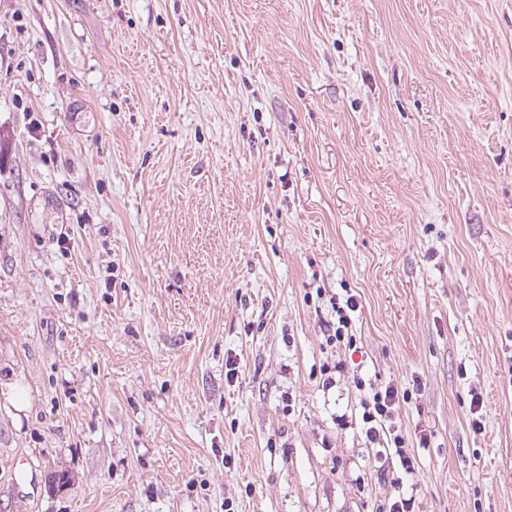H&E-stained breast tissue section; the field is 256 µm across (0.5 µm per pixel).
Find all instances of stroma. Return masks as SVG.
<instances>
[{
	"mask_svg": "<svg viewBox=\"0 0 512 512\" xmlns=\"http://www.w3.org/2000/svg\"><path fill=\"white\" fill-rule=\"evenodd\" d=\"M356 376L512 512V0H0V512H377ZM352 297L353 295H350L346 299V308H344L343 306H338V303L335 302V306L333 307L336 309V327L328 325L329 328L327 327V329L325 330L326 336H324V338L325 343L327 345L342 344L345 347H348L349 349L353 347V345H356V337L349 335V327H351V317L349 314H347V310L354 312L357 306L356 301Z\"/></svg>",
	"mask_w": 512,
	"mask_h": 512,
	"instance_id": "stroma-1",
	"label": "stroma"
}]
</instances>
